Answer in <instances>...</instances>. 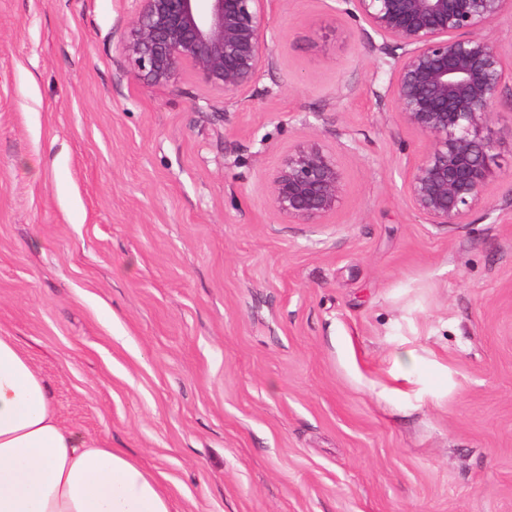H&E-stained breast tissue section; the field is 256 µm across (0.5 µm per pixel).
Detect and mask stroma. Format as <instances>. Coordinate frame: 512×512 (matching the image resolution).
I'll return each mask as SVG.
<instances>
[{
    "label": "stroma",
    "mask_w": 512,
    "mask_h": 512,
    "mask_svg": "<svg viewBox=\"0 0 512 512\" xmlns=\"http://www.w3.org/2000/svg\"><path fill=\"white\" fill-rule=\"evenodd\" d=\"M135 0H0V336L62 422L163 473L175 512H512V95L485 207L426 223L425 139L334 0H272L232 101L144 87ZM335 150L291 224L268 178ZM344 192L336 152L316 141L291 146L269 181L271 205L288 223H320L336 211Z\"/></svg>",
    "instance_id": "stroma-1"
}]
</instances>
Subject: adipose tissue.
<instances>
[{
	"label": "adipose tissue",
	"instance_id": "obj_1",
	"mask_svg": "<svg viewBox=\"0 0 512 512\" xmlns=\"http://www.w3.org/2000/svg\"><path fill=\"white\" fill-rule=\"evenodd\" d=\"M0 512H173L165 476L64 425L18 342L0 336Z\"/></svg>",
	"mask_w": 512,
	"mask_h": 512
}]
</instances>
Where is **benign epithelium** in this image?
<instances>
[{"label": "benign epithelium", "mask_w": 512, "mask_h": 512, "mask_svg": "<svg viewBox=\"0 0 512 512\" xmlns=\"http://www.w3.org/2000/svg\"><path fill=\"white\" fill-rule=\"evenodd\" d=\"M136 2L121 40L131 80L155 87L190 77L232 99L264 71L270 0ZM339 2L386 56L393 110L428 143L406 175L412 206L429 224L469 223L492 177L493 117L512 89V64L488 28L512 14V0ZM344 192L336 152L316 141L291 146L269 181L271 205L290 223H319Z\"/></svg>", "instance_id": "obj_1"}]
</instances>
